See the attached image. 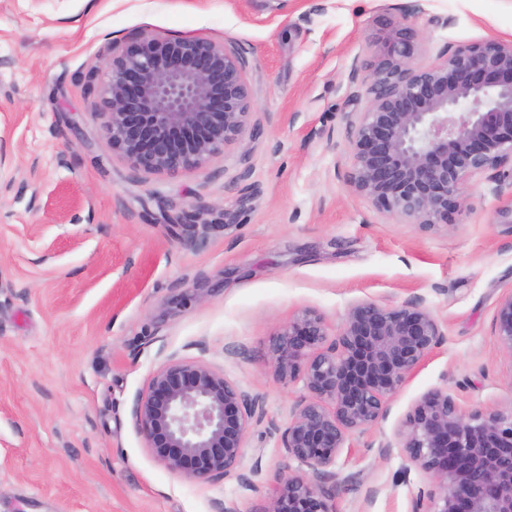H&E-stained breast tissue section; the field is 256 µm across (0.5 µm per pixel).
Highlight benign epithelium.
Here are the masks:
<instances>
[{"mask_svg": "<svg viewBox=\"0 0 512 512\" xmlns=\"http://www.w3.org/2000/svg\"><path fill=\"white\" fill-rule=\"evenodd\" d=\"M414 31L383 40L368 104L352 112L355 193L427 231L448 225L469 178L495 169L512 184V41L456 47L427 67L412 64ZM245 61L196 36L146 35L112 50L103 87L112 151L148 174L200 168L243 137L252 109ZM494 332L512 359V294ZM446 340L419 300L352 304L332 343L305 310L277 334L275 378L303 383L281 433L288 457L308 468L279 480L267 512H332L328 468L356 435L377 427L406 379ZM254 406L238 385L196 362L171 359L134 410L137 432L170 472L204 483L239 465ZM399 448L429 480L412 512H512V410L466 411L444 389L417 399L378 454Z\"/></svg>", "mask_w": 512, "mask_h": 512, "instance_id": "benign-epithelium-1", "label": "benign epithelium"}]
</instances>
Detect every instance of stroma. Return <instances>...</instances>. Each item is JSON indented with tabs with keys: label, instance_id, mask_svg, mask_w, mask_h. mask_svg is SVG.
I'll use <instances>...</instances> for the list:
<instances>
[{
	"label": "stroma",
	"instance_id": "1",
	"mask_svg": "<svg viewBox=\"0 0 512 512\" xmlns=\"http://www.w3.org/2000/svg\"><path fill=\"white\" fill-rule=\"evenodd\" d=\"M0 0V512H265L298 472L269 434L302 383L269 356L303 310L335 337L350 305L422 299L447 336L391 400L388 419L332 470L356 476L332 512H411L427 478L380 458L423 394L512 409V360L494 335L512 293V187L473 175L429 231L355 193L352 131L385 29L417 34L414 65L512 39V0ZM146 35L198 36L245 60L242 139L199 169L146 174L103 128L105 60ZM243 389L255 422L236 474L170 472L134 426L169 359Z\"/></svg>",
	"mask_w": 512,
	"mask_h": 512
}]
</instances>
